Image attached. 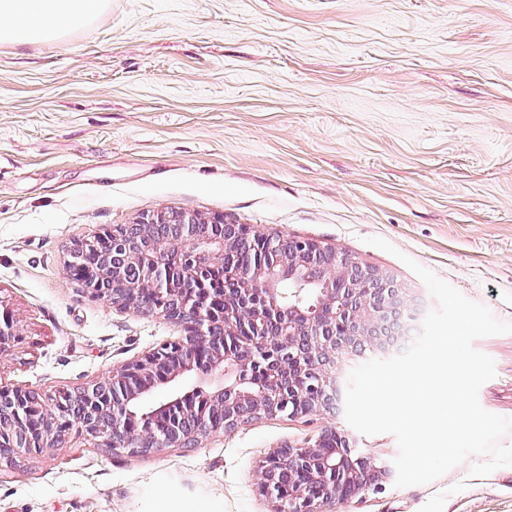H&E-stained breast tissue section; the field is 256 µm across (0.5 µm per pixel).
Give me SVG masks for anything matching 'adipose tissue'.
Returning a JSON list of instances; mask_svg holds the SVG:
<instances>
[{
  "mask_svg": "<svg viewBox=\"0 0 512 512\" xmlns=\"http://www.w3.org/2000/svg\"><path fill=\"white\" fill-rule=\"evenodd\" d=\"M102 6L103 0H0V42L24 47L55 39Z\"/></svg>",
  "mask_w": 512,
  "mask_h": 512,
  "instance_id": "ef3b65f1",
  "label": "adipose tissue"
}]
</instances>
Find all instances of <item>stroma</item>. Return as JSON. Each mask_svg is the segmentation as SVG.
Wrapping results in <instances>:
<instances>
[{
  "instance_id": "35a3bbf8",
  "label": "stroma",
  "mask_w": 512,
  "mask_h": 512,
  "mask_svg": "<svg viewBox=\"0 0 512 512\" xmlns=\"http://www.w3.org/2000/svg\"><path fill=\"white\" fill-rule=\"evenodd\" d=\"M161 209L346 252L397 282L415 332L436 302L411 259L512 321V0H108L58 39L0 43V312L19 333L0 382L76 388L183 336L66 266ZM474 346L495 362L481 406L512 418V333ZM327 430L376 467L398 453L340 408L145 456L75 434L0 471V512H274L262 462ZM479 461L332 512H512V466Z\"/></svg>"
}]
</instances>
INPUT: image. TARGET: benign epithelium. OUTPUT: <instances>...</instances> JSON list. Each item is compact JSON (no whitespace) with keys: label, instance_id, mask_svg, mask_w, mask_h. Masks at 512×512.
<instances>
[{"label":"benign epithelium","instance_id":"benign-epithelium-1","mask_svg":"<svg viewBox=\"0 0 512 512\" xmlns=\"http://www.w3.org/2000/svg\"><path fill=\"white\" fill-rule=\"evenodd\" d=\"M174 221L185 227L177 239L154 243L155 258L139 285L125 284L112 274V293L102 296L137 312L147 306L145 295L167 290L170 265L188 266L187 275L200 277L206 268L224 266L227 276L239 284L237 292L224 297V309L203 311L201 299L186 291L179 304L164 311L176 322L197 329L173 343L183 355L173 366L158 351L115 369L105 379L77 389L91 412L112 419L107 447L131 454H147L160 448L193 446L199 437L228 431L261 415L288 416L323 413L339 404L344 381L338 365L342 355L373 343L374 333L394 311H405L402 289L389 276L362 265L347 253L321 247L308 240L296 241L297 249L273 253V259L248 271L228 264L236 240L251 237L273 245L275 238L229 228L232 236L210 238L204 224H222L221 216L198 213L158 212L141 218L142 224ZM314 288L319 305L300 307L306 286ZM212 323L222 335H207ZM16 336L9 315L0 316V352ZM193 373L205 383L218 375L222 383L208 395L224 404V425L211 426L201 418L185 432L183 425L161 430L129 427V419L158 414L183 399L172 395L158 404L147 403L155 387ZM7 394L9 412L0 410V430L16 435L19 448L0 457V468L12 466L17 456L31 448L59 447L72 429L60 427L54 396H40L22 385H1ZM39 410L55 426L39 438L22 427ZM387 467L368 468L355 457L345 436L322 434L301 448L285 447L272 452L261 466L259 489L277 503L275 512H328L336 503L367 488L379 487L391 477Z\"/></svg>","mask_w":512,"mask_h":512}]
</instances>
